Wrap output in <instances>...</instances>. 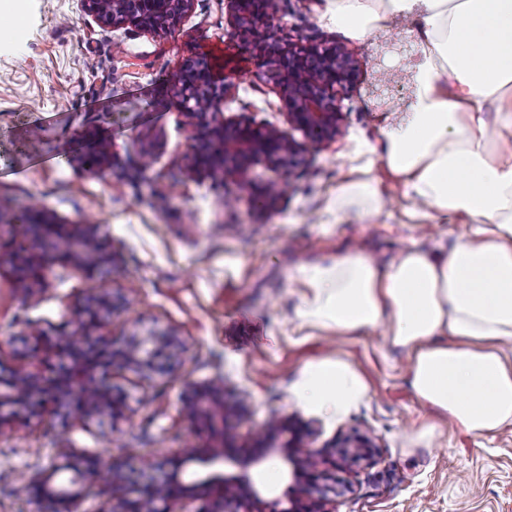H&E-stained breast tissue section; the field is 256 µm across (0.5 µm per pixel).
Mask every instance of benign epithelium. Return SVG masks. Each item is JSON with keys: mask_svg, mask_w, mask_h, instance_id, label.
<instances>
[{"mask_svg": "<svg viewBox=\"0 0 512 512\" xmlns=\"http://www.w3.org/2000/svg\"><path fill=\"white\" fill-rule=\"evenodd\" d=\"M191 0H83L84 7L114 27L127 22L166 30ZM235 29L243 47L255 54L265 68V74L288 100V123L303 131L307 142L296 141L286 132L268 125H254L243 119H218L224 95L228 90L208 63L199 60L188 64L178 77V93L187 112L196 118L191 140L196 162L217 182L237 177L242 184L249 167L263 162L274 169L293 168L308 147L336 140L344 122V112L338 104L337 93L347 88L355 76L354 61L348 51L339 45L320 47L299 43H283L276 39L271 27L278 6L267 7V0H228ZM33 236L31 249L13 248L0 254L32 282L42 280V269L56 259L69 260L88 271L109 263L112 256L104 251L102 239L94 225H80L63 240L48 239L42 234L39 213L32 212L26 220ZM123 306L120 297L92 289L82 305L85 327H95L112 318ZM48 353L68 355L71 364L62 365L57 375L48 380L39 378L27 366L19 365L7 372L0 371V435L19 420L41 414L40 403L31 395L38 393L43 402H59L74 392L91 394L83 404L80 415L90 417L105 410L115 411L121 397L112 392L107 375L92 376L79 366L94 362L107 369L112 360L141 372H162L166 364L183 350V344L174 335L155 334L149 338L132 335L118 348L108 341L99 348L89 346L87 334L70 333L59 336L47 346ZM223 388L211 384L189 387L182 397L183 412L190 420L205 417V400L223 404ZM288 433L284 447L293 449L287 460L293 466L295 488L289 497L290 506L281 511L266 509L260 492L245 471L258 463L256 458H244L237 464L244 474L212 479L223 487L215 500L203 499L200 484L184 482L180 467H175L163 478H147L117 461L110 464L112 486L130 485L129 495L117 497L113 491L97 484L98 463L92 457L73 456L67 465L72 476L66 487L54 488L50 481L61 470L50 463L40 479L25 481L29 488L39 491L36 503L44 512H82L89 497L103 498L99 512H186L184 506L196 501L194 512H327L323 503L310 496L308 485L310 469L318 451L310 446L313 430L291 417H274L267 424L265 434L274 436ZM338 459L347 463L359 457L364 449L373 447L364 436L343 438Z\"/></svg>", "mask_w": 512, "mask_h": 512, "instance_id": "benign-epithelium-1", "label": "benign epithelium"}]
</instances>
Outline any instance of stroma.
Returning a JSON list of instances; mask_svg holds the SVG:
<instances>
[{
    "mask_svg": "<svg viewBox=\"0 0 512 512\" xmlns=\"http://www.w3.org/2000/svg\"><path fill=\"white\" fill-rule=\"evenodd\" d=\"M326 2L279 0L273 26L290 41L336 42L350 52L356 79L342 96V133L310 147L293 171L252 166L247 188L196 172L195 119L173 84L187 61L220 50L237 63L223 75L225 117L289 130L288 101L241 52L227 0H191L165 31L112 26L82 0H13L0 9V244L17 239L18 218L36 207L65 229L96 225L112 253L94 277L50 264L36 287L0 265V366L56 376L58 359L35 351L25 328L80 329L91 288L126 303L99 335L118 344L134 331L170 332L185 345L162 375L113 365L121 415L82 418L52 406L0 436V512H35L19 496V476H37L65 449L159 477L181 464L187 446L218 448L228 462L182 464L184 480L237 474L233 458L249 454L276 415L315 430L326 512H512V424L484 436L450 424L416 397L405 353L381 331L339 336L299 327L304 266L352 249L383 263L414 244L448 249L456 231L409 217L400 186L379 163L372 175L386 200L382 214L340 223L330 210L337 187L364 162L359 146L374 144L406 109L412 86L407 55L336 30L323 17ZM93 146L102 151L94 171L84 163ZM144 156L152 163L143 171ZM284 179L282 196L255 201L253 185ZM322 356L350 361L369 384L368 397L341 420L304 408L291 391L298 371ZM214 382L232 412L187 420V384ZM340 436H367L374 447L343 465L331 447ZM286 441L267 439L265 457L248 472L266 501L282 505L291 482Z\"/></svg>",
    "mask_w": 512,
    "mask_h": 512,
    "instance_id": "obj_1",
    "label": "stroma"
}]
</instances>
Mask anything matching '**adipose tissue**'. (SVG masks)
Listing matches in <instances>:
<instances>
[{
	"label": "adipose tissue",
	"mask_w": 512,
	"mask_h": 512,
	"mask_svg": "<svg viewBox=\"0 0 512 512\" xmlns=\"http://www.w3.org/2000/svg\"><path fill=\"white\" fill-rule=\"evenodd\" d=\"M348 36L416 34L412 100L367 151L430 224L468 227L451 251L404 248L386 266L343 252L305 270L301 318L345 336L385 327L410 359L416 396L481 435L512 423V0H327ZM495 122H488V111ZM340 222L384 209L376 180L341 184ZM369 393L358 369L321 357L298 372V403L344 418Z\"/></svg>",
	"instance_id": "obj_1"
}]
</instances>
